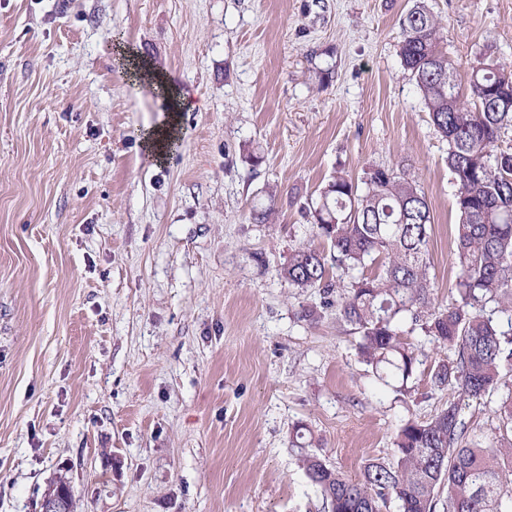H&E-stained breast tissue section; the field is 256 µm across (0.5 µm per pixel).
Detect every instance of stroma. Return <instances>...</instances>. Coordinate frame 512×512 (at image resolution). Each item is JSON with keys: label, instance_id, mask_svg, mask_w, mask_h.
Masks as SVG:
<instances>
[{"label": "stroma", "instance_id": "stroma-1", "mask_svg": "<svg viewBox=\"0 0 512 512\" xmlns=\"http://www.w3.org/2000/svg\"><path fill=\"white\" fill-rule=\"evenodd\" d=\"M416 0H0V512H328L291 441L343 474L461 400L491 439L501 395L382 385L319 290L277 275L301 208L344 170L423 188L436 303L458 274L448 143L400 63ZM462 94L512 70V0H425ZM186 94L166 108L131 56ZM274 206L256 224L255 207ZM320 306L317 321L302 308ZM153 84L162 98L168 103V112L164 121L147 129L143 135V143L147 151L158 161L162 160L173 148L172 143L179 137L178 112L182 107L184 97L165 78L152 74ZM73 492L60 485L52 486L46 491L39 503V512H71Z\"/></svg>", "mask_w": 512, "mask_h": 512}]
</instances>
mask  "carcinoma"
<instances>
[{"mask_svg":"<svg viewBox=\"0 0 512 512\" xmlns=\"http://www.w3.org/2000/svg\"><path fill=\"white\" fill-rule=\"evenodd\" d=\"M401 28V64L448 141L460 215L454 300L444 309L432 303L427 245L434 217L424 191L385 167L371 169L362 189L346 173H334L304 208L309 240L277 275L295 288L329 294L335 288L329 267L342 270L348 281L336 294V310L359 334V354L378 380L402 388L413 378L421 360L404 335L419 329L453 353L429 367L432 385H454L481 400L512 374V334L485 313L489 304L512 313V150L499 145L502 130L512 126V71L474 70L475 110H468L440 48L441 19L421 0ZM312 445L296 431L297 459L330 512H382L392 501L399 512H435L444 491L446 512H512V389L486 445L471 438L456 401L426 420H407L393 441V459L368 461L357 479L328 465Z\"/></svg>","mask_w":512,"mask_h":512,"instance_id":"obj_1","label":"carcinoma"}]
</instances>
